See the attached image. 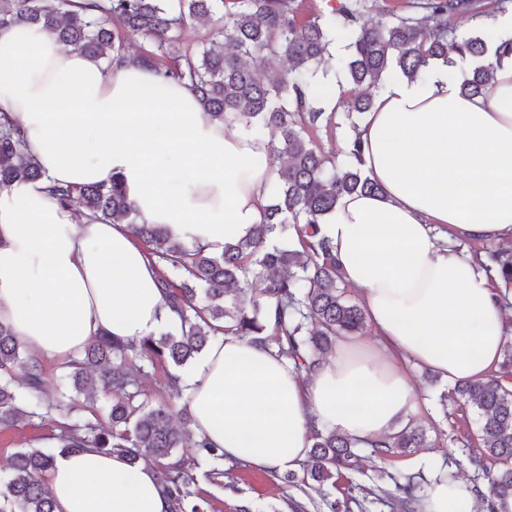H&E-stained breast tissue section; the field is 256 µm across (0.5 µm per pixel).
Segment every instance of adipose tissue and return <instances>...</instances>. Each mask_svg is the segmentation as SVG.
Returning <instances> with one entry per match:
<instances>
[{
  "instance_id": "ef3b65f1",
  "label": "adipose tissue",
  "mask_w": 512,
  "mask_h": 512,
  "mask_svg": "<svg viewBox=\"0 0 512 512\" xmlns=\"http://www.w3.org/2000/svg\"><path fill=\"white\" fill-rule=\"evenodd\" d=\"M0 124L23 132L45 174L0 190V322L39 359L67 361L103 331L137 341L173 320L129 225L76 219L45 184L120 177L141 221L216 253L261 221L267 141L149 68L93 62L35 28L1 33ZM358 137L382 191L342 197L320 229L377 344L338 348L305 375L274 351L216 339L182 399L194 433L226 460L299 470L313 427L373 441L405 426L421 396L403 360L451 383L486 378L500 361L505 284L459 242L512 243V59L485 96L462 94L439 63L422 82L394 76ZM45 485L55 512H169L155 467L95 448L57 456ZM420 509L476 512V500L440 471Z\"/></svg>"
}]
</instances>
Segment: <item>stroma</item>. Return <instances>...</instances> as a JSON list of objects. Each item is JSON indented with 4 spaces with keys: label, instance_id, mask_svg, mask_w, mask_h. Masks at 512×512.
<instances>
[{
    "label": "stroma",
    "instance_id": "stroma-1",
    "mask_svg": "<svg viewBox=\"0 0 512 512\" xmlns=\"http://www.w3.org/2000/svg\"><path fill=\"white\" fill-rule=\"evenodd\" d=\"M405 368L422 396L409 422L425 430L429 447L394 456L386 462L373 457L369 449H362L360 471L315 487L304 484V471H296L295 481L288 483L282 475L247 463L224 479L222 485L202 484L208 499L207 512H238L244 504L251 505L253 512H290L291 501L319 504L326 499L339 501V512H400L393 496L396 482L408 475H427L437 469L446 470L450 477L472 488H484V475L470 464V450L460 442L463 433L478 427L475 409L450 401L451 387L428 368L412 360L406 362ZM54 432L53 422L38 420L0 428V469L6 467L15 452L46 445ZM351 484L356 490L349 499L344 490Z\"/></svg>",
    "mask_w": 512,
    "mask_h": 512
}]
</instances>
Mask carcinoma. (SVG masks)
Segmentation results:
<instances>
[{"instance_id": "cac0c4a2", "label": "carcinoma", "mask_w": 512, "mask_h": 512, "mask_svg": "<svg viewBox=\"0 0 512 512\" xmlns=\"http://www.w3.org/2000/svg\"><path fill=\"white\" fill-rule=\"evenodd\" d=\"M303 0H104L100 14L72 9V0H0V31L39 28L58 41L101 61L128 59L187 82L203 109L218 121H232L268 141L271 169L269 202L258 229L219 253L179 241L158 224L138 222L121 180L110 184L54 185L50 200L82 210L77 216L128 224L159 266L166 305L178 321L139 341L102 333L82 353L66 361L64 380L85 399L90 416L71 414L73 398L47 396L42 362L30 355L10 326L0 323V426L23 420H54L58 433L45 448H24L0 479V512H54L44 484L58 453L97 448L119 453L135 466L144 461L159 473L169 512H205L198 478L219 485L241 462H224V449L196 438L188 405L182 425L173 423L172 405L140 400L144 365L162 368L170 397L182 398V376L175 372L198 358L214 337L232 335L272 349L312 373L334 351L336 338L365 328L363 309L345 295V280L329 240L318 226L353 193H377L380 186L362 169L359 139L348 146L349 161L322 148L320 133L333 130L336 112L353 116L370 110L364 92L401 73L412 80L427 76L430 62L453 67L455 58L476 62L460 82L466 95L490 92L494 65L484 63L490 50L496 61L512 56V38L486 28L463 36L448 27V17L491 14L486 0H412L411 10L382 11L363 20V0H338L328 15L300 20ZM213 21L192 45L184 41L190 21ZM347 42L342 80L312 81L336 39ZM136 50L129 51L130 45ZM270 57L286 61L281 68ZM336 105L327 112L324 104ZM44 178L25 152L23 132L0 127V189ZM497 264L505 288H512V249L485 245L474 256ZM262 285L259 292L252 282ZM509 374L464 381L454 401L478 415L476 452L470 462L484 472L486 487L477 491L483 512H495V499L512 495V389ZM113 394L97 406L96 394ZM106 415L111 428L99 424ZM307 476L321 484L359 468L358 442L331 430L312 428ZM428 445L417 426L369 443L387 459ZM419 484L413 478L396 485L408 512H415Z\"/></svg>"}]
</instances>
